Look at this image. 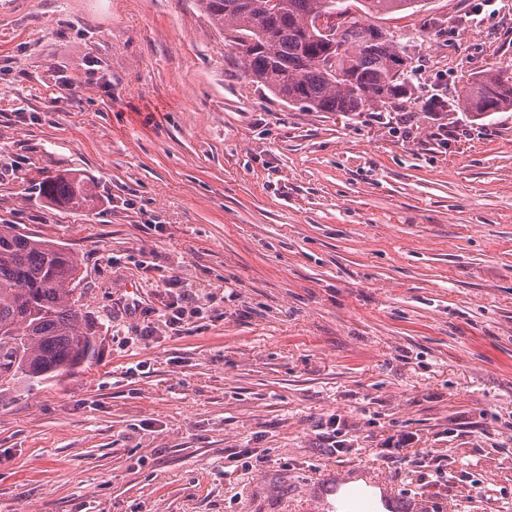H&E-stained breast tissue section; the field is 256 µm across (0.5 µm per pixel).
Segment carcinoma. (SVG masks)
I'll list each match as a JSON object with an SVG mask.
<instances>
[{
    "label": "carcinoma",
    "mask_w": 512,
    "mask_h": 512,
    "mask_svg": "<svg viewBox=\"0 0 512 512\" xmlns=\"http://www.w3.org/2000/svg\"><path fill=\"white\" fill-rule=\"evenodd\" d=\"M211 23L232 33L245 76L290 105L351 115L383 108L410 94L407 72L392 67L409 56L376 21L419 11L422 0H348L338 29L342 52L315 20L340 8L337 0H198ZM427 110L465 112L480 120L512 110V74L493 67L467 79L449 101ZM43 195L79 207L89 189L75 175L47 177ZM81 259L63 245L0 224V394L69 373L95 353L94 325L82 312Z\"/></svg>",
    "instance_id": "obj_1"
}]
</instances>
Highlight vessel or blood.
Here are the masks:
<instances>
[{"label":"vessel or blood","mask_w":512,"mask_h":512,"mask_svg":"<svg viewBox=\"0 0 512 512\" xmlns=\"http://www.w3.org/2000/svg\"><path fill=\"white\" fill-rule=\"evenodd\" d=\"M312 497L314 512H428L420 497L399 493L389 480L365 468L325 473Z\"/></svg>","instance_id":"1"}]
</instances>
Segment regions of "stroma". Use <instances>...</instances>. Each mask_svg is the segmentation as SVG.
<instances>
[{
  "label": "stroma",
  "mask_w": 512,
  "mask_h": 512,
  "mask_svg": "<svg viewBox=\"0 0 512 512\" xmlns=\"http://www.w3.org/2000/svg\"><path fill=\"white\" fill-rule=\"evenodd\" d=\"M383 25L411 99L336 115L250 83L198 0H0V221L80 256L96 331L0 398V512H308L339 466L512 512V110L424 109L512 73V0ZM58 173L87 205L42 196ZM174 276L202 307L176 331ZM332 415L366 447L415 433L446 478L329 456ZM245 445L265 463L225 472Z\"/></svg>",
  "instance_id": "stroma-1"
}]
</instances>
